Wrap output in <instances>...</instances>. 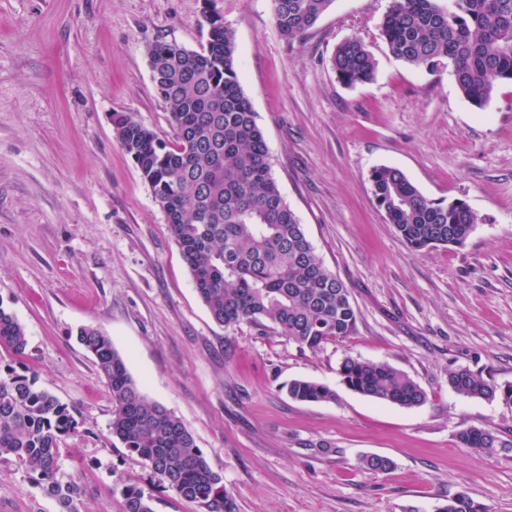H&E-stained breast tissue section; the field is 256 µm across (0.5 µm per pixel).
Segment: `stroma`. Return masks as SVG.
<instances>
[{"mask_svg": "<svg viewBox=\"0 0 512 512\" xmlns=\"http://www.w3.org/2000/svg\"><path fill=\"white\" fill-rule=\"evenodd\" d=\"M390 2L333 0L288 41L272 0H214L273 175L358 310L352 336L313 353L211 318L113 131L112 114L126 112L173 141L146 47L200 49L204 0H0V305L27 339L22 357L0 363L75 409L58 477L82 488L81 512H122L131 484L155 512H198L113 437L109 387L76 339L83 326L109 336L147 399L183 421L237 512H437L461 491L484 512H512V447L478 455L457 440L470 427L512 440V405L448 385L456 367L512 383V81L480 110L449 69L396 59L380 37ZM354 36L376 71L347 86L331 58ZM380 165L428 198L465 199L479 217L465 247L410 251L374 203L368 175ZM348 355L405 372L425 404L349 390L337 374ZM294 379L337 398L294 400ZM373 455L393 469H364ZM0 512L59 506L5 459Z\"/></svg>", "mask_w": 512, "mask_h": 512, "instance_id": "35a3bbf8", "label": "stroma"}]
</instances>
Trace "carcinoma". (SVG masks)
I'll return each mask as SVG.
<instances>
[{
	"instance_id": "1",
	"label": "carcinoma",
	"mask_w": 512,
	"mask_h": 512,
	"mask_svg": "<svg viewBox=\"0 0 512 512\" xmlns=\"http://www.w3.org/2000/svg\"><path fill=\"white\" fill-rule=\"evenodd\" d=\"M206 3L209 31L201 49L161 41L146 47L175 140L168 144L119 112L112 114L115 136L150 186L216 323L268 328L311 351L343 341L356 329L357 309L345 284L314 253L279 189L263 132L238 80L234 33L211 7L213 0ZM332 3L273 0L280 35L301 36ZM381 36L390 53L408 65L429 73L450 68L457 88L476 108L488 103L500 82L512 80V0H448L446 6L440 0H392ZM332 63L347 85L371 80L376 69L358 37L339 44ZM369 182L386 222L412 250L462 247L479 222L465 200L429 199L396 167L373 168ZM78 338L110 389L112 435L200 512H237L222 476L191 432L142 394L110 338L94 327L80 329ZM25 347L24 326L0 306V350L20 356ZM338 374L348 389L392 405L418 407L427 399L415 380L387 363L347 356ZM448 385L466 398L512 403L511 383L496 385L468 367L449 370ZM288 394L303 402L336 399L329 386L308 380L290 382ZM78 428L72 410L40 387L36 374L0 368V460L24 466L62 512H80L81 490L57 479L60 441ZM457 440L476 452L502 445L494 431L477 427L460 431ZM122 512H154L152 498L130 485ZM439 512L483 510L460 492Z\"/></svg>"
}]
</instances>
